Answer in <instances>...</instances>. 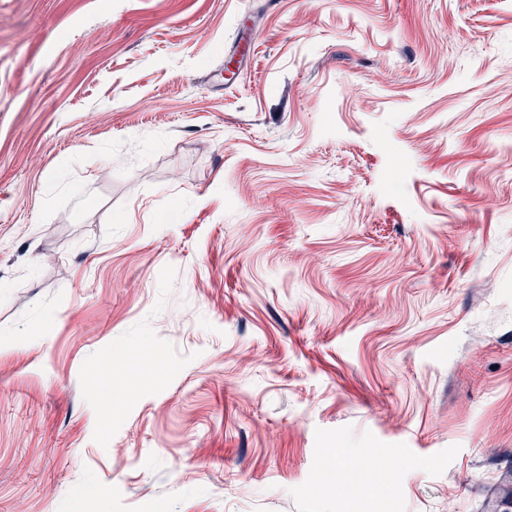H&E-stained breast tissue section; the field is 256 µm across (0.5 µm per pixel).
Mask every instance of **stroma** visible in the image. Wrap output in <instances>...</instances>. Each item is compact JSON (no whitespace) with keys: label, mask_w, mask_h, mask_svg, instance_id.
<instances>
[{"label":"stroma","mask_w":512,"mask_h":512,"mask_svg":"<svg viewBox=\"0 0 512 512\" xmlns=\"http://www.w3.org/2000/svg\"><path fill=\"white\" fill-rule=\"evenodd\" d=\"M510 473L512 0H0V512Z\"/></svg>","instance_id":"stroma-1"}]
</instances>
